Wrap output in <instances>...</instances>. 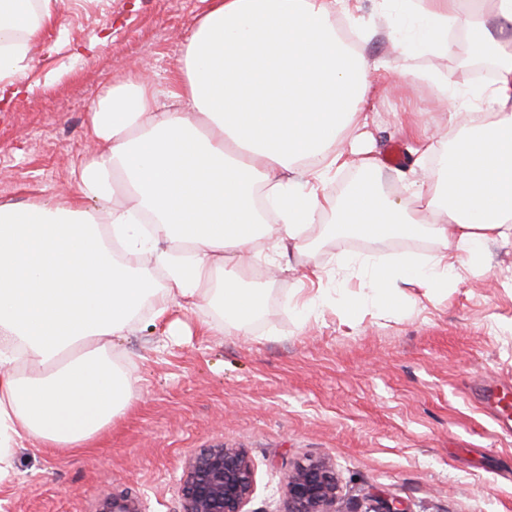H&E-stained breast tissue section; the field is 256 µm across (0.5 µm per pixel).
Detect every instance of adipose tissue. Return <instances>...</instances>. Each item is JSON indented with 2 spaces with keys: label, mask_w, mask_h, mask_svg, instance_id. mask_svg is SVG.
<instances>
[{
  "label": "adipose tissue",
  "mask_w": 512,
  "mask_h": 512,
  "mask_svg": "<svg viewBox=\"0 0 512 512\" xmlns=\"http://www.w3.org/2000/svg\"><path fill=\"white\" fill-rule=\"evenodd\" d=\"M461 3L413 4L418 50L447 52L449 25L468 19ZM30 4L0 0V80L57 22L50 0L35 20ZM356 10L355 0H210L184 44L171 108L130 75L91 107L87 136L101 151L80 167L75 191L54 203L0 202V473L17 445L84 447L133 405L111 349L141 308L165 320L172 306L205 305L247 331L267 305L266 289L249 283L259 243L273 257L306 248L321 222L337 238L430 235L436 249L423 262L340 260V271L369 280L343 303L352 317L392 307L398 281L447 292L479 266L486 243L512 238V48L473 24L475 42L496 53L492 110L450 112L444 146L411 123L415 152L441 153L443 165L395 200L359 131L372 79L410 67L372 64L339 37L337 13ZM353 164L361 178L329 196L328 177ZM116 174L129 205L112 203Z\"/></svg>",
  "instance_id": "ef3b65f1"
}]
</instances>
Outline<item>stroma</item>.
<instances>
[{"label":"stroma","mask_w":512,"mask_h":512,"mask_svg":"<svg viewBox=\"0 0 512 512\" xmlns=\"http://www.w3.org/2000/svg\"><path fill=\"white\" fill-rule=\"evenodd\" d=\"M205 0H59L57 23L29 50L28 68L0 95V200L56 198L96 150L86 134L89 106L130 71L164 91L181 66L182 46ZM397 30H372L359 47L391 66L416 23L391 0ZM465 38L447 53L416 56L418 79L372 82L369 144L380 180L398 198L414 167L404 113H414L440 143L452 134L451 106L472 103L478 86ZM448 78L440 97L424 73ZM304 251L252 271L268 290L248 333L224 328L209 307L173 308L177 338L141 311L112 353L136 380V399L90 447L70 451L27 442L0 475V512H96L124 494L146 512H181L187 458L216 445L246 449L255 464L248 512H283L284 480L309 458L330 459L340 481L337 512H512V436L497 431L481 389L512 388V239L491 244L482 279L423 297L399 288L400 308H365L347 319L341 304L361 281L337 276L341 254L424 257L425 240L371 242L312 231ZM326 277L316 294L304 275ZM209 328H202V321Z\"/></svg>","instance_id":"1"}]
</instances>
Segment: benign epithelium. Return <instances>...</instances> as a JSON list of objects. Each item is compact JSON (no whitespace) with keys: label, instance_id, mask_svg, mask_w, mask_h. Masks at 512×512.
<instances>
[{"label":"benign epithelium","instance_id":"1","mask_svg":"<svg viewBox=\"0 0 512 512\" xmlns=\"http://www.w3.org/2000/svg\"><path fill=\"white\" fill-rule=\"evenodd\" d=\"M337 480L324 458L309 459L288 474L286 512H334ZM255 491V465L242 448L222 445L190 455L179 488L182 512H248ZM97 512H145L126 495L104 500Z\"/></svg>","mask_w":512,"mask_h":512}]
</instances>
